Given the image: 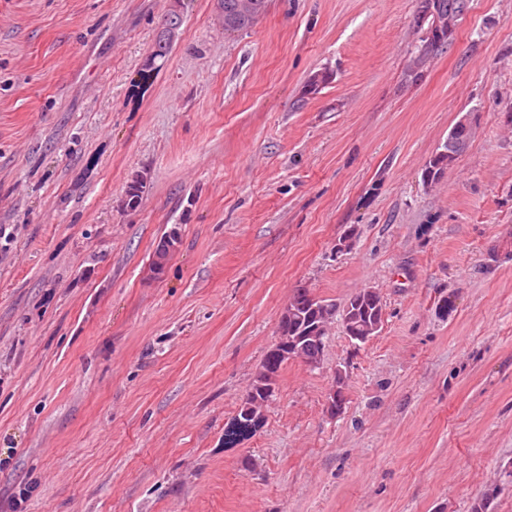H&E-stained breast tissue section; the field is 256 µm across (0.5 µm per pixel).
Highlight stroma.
<instances>
[{
	"mask_svg": "<svg viewBox=\"0 0 512 512\" xmlns=\"http://www.w3.org/2000/svg\"><path fill=\"white\" fill-rule=\"evenodd\" d=\"M168 6L0 0V512L22 482L26 512H512V0L414 83L415 0H268L235 33L183 0L155 59ZM301 287L377 289L383 325L356 350L331 321L227 441ZM455 126L448 134V140L431 155L425 165L424 171H429L432 174V179L435 182L439 181L450 169L458 157L467 149L472 135V129L469 126L468 131L461 134L456 131ZM465 141L464 146H459V139Z\"/></svg>",
	"mask_w": 512,
	"mask_h": 512,
	"instance_id": "obj_1",
	"label": "stroma"
}]
</instances>
